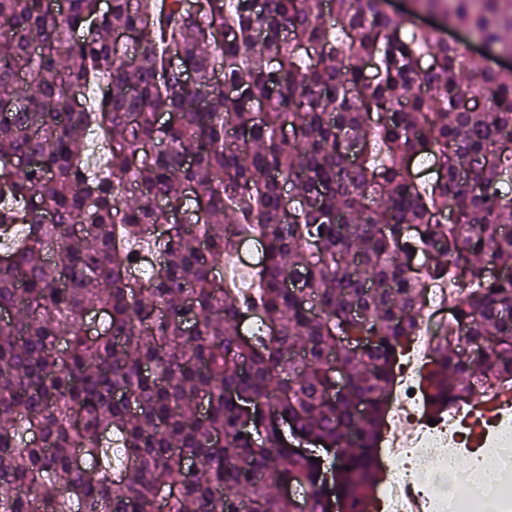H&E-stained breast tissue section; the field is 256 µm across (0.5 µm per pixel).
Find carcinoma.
<instances>
[{
	"label": "carcinoma",
	"instance_id": "cac0c4a2",
	"mask_svg": "<svg viewBox=\"0 0 512 512\" xmlns=\"http://www.w3.org/2000/svg\"><path fill=\"white\" fill-rule=\"evenodd\" d=\"M66 2L0 0V512H368L426 281L430 416L512 386V68L383 0ZM424 6L512 56V0ZM252 243L250 241L243 242L234 256L225 258L224 269L221 268V272L224 273L227 268L233 267L239 274L243 275L246 271L258 265L262 255L258 252H253L251 248Z\"/></svg>",
	"mask_w": 512,
	"mask_h": 512
}]
</instances>
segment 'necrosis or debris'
<instances>
[{"label":"necrosis or debris","mask_w":512,"mask_h":512,"mask_svg":"<svg viewBox=\"0 0 512 512\" xmlns=\"http://www.w3.org/2000/svg\"><path fill=\"white\" fill-rule=\"evenodd\" d=\"M448 290H426L421 330L412 354L396 371L386 428L406 426L380 450L388 473L377 499L379 512H504L512 506V423L488 412L492 395L459 421L429 425L419 390L437 323L449 314Z\"/></svg>","instance_id":"necrosis-or-debris-1"}]
</instances>
